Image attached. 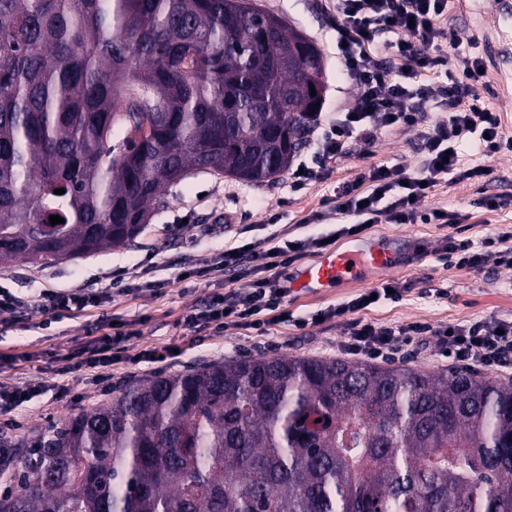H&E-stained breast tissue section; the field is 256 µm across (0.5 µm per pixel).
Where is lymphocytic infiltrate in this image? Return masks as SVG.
Returning <instances> with one entry per match:
<instances>
[{"label": "lymphocytic infiltrate", "instance_id": "obj_1", "mask_svg": "<svg viewBox=\"0 0 512 512\" xmlns=\"http://www.w3.org/2000/svg\"><path fill=\"white\" fill-rule=\"evenodd\" d=\"M447 9L448 0H336V34L343 43L338 59L355 95L347 110L329 120L318 137V168L308 167L295 174L294 183L299 186L316 179L319 170L327 169L343 154L352 136L370 142L380 129L417 126L424 121L428 105H435L447 111L448 118L433 131L422 134L423 158L415 172L374 165L361 176L369 184L367 192L358 191L353 184L337 191V213L352 220L345 232L356 235L372 224H442L448 228L444 248L457 267L479 269L485 260V249L493 247L511 265L512 247L507 241L512 237L508 234L486 238L477 249L462 238L457 215L438 208H421L422 200L444 176L472 179L486 175L483 166L460 169L457 143L472 142L478 153L488 157L498 153L503 142L496 114L481 102L478 64H471L462 77L451 78L438 90L419 82L424 73L439 72L448 66V55L442 48L449 39L442 24ZM330 244L329 238L317 237L288 241L281 246L263 241L245 249L226 250L217 263L192 269V276L208 278L242 267L246 270V281L231 292L212 294L203 307L187 311L181 317L182 325L193 331L235 328L266 333L271 325L280 323L284 314L288 290L281 280L282 270L307 250H321ZM135 288L133 277L123 271L113 276L107 289H48L31 302L0 290V314L11 315L28 306L53 321L74 318L112 294H127ZM375 295L394 301L401 297L400 291L390 292L381 287L375 294H362L322 314L326 320L353 315L346 342L351 353L384 358L429 333L430 327L425 323L397 327L356 319V312L370 306ZM86 335V343L58 357L57 375L122 362L133 332L121 322L97 321L87 324ZM441 343L457 361L494 368L512 351V324L503 326L493 320H480L454 326L442 335Z\"/></svg>", "mask_w": 512, "mask_h": 512}]
</instances>
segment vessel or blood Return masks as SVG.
<instances>
[{
	"label": "vessel or blood",
	"instance_id": "b4317fda",
	"mask_svg": "<svg viewBox=\"0 0 512 512\" xmlns=\"http://www.w3.org/2000/svg\"><path fill=\"white\" fill-rule=\"evenodd\" d=\"M401 265L400 254L380 238L360 236L354 243L336 245L298 267L291 273L287 288L293 293L315 295L326 288L367 281L374 271H392Z\"/></svg>",
	"mask_w": 512,
	"mask_h": 512
}]
</instances>
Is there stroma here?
<instances>
[{
    "label": "stroma",
    "mask_w": 512,
    "mask_h": 512,
    "mask_svg": "<svg viewBox=\"0 0 512 512\" xmlns=\"http://www.w3.org/2000/svg\"><path fill=\"white\" fill-rule=\"evenodd\" d=\"M259 7L282 16L320 48L328 91L323 118L343 111L353 89L343 75L336 54L334 0H257ZM512 15V0H448L443 24L455 39L448 47V68L461 75L465 63L479 62L483 77L480 93L486 108L496 113L500 129L512 136V39L504 37L497 18ZM420 129L378 132L372 144L352 139L346 154L330 165L328 177L295 187L290 173L253 185L214 173L197 172L171 184L166 204L153 210L147 224L128 246L63 260L33 264L17 260L0 265V289L29 297L45 289L100 288L115 271L137 269L147 280L158 281V293L140 291L114 295L110 304L91 307L80 317L61 319L41 328L40 312L22 309L11 326L0 324V383L23 386L42 382L43 390L27 407L0 411V433L21 438L67 416L89 412L111 402L126 386L157 373H182L200 364L246 356L280 354L322 359L352 360L345 343L348 322L334 318L299 329L294 321L327 310L390 283L402 288L401 300H383L358 311L360 319L401 326L426 323L434 336L414 341L395 355V364L427 371H445L455 362L445 354L436 334L451 325L481 318L512 322V267L491 256L483 267L469 271L450 265L441 250L448 233L439 224H374L369 234L409 241L403 269L372 275L370 283L327 288L314 297L289 295L287 322L272 326L266 335L242 329L193 332L180 323L182 314L203 305L225 289L222 278H185L189 264L202 263L224 250L275 238L296 240L336 232L345 219L331 200L336 187L357 182L374 164L402 166L414 171ZM460 166L482 165L489 176L469 180L443 179L424 199V209L441 208L459 215L463 236L474 244L488 236L512 231V151L492 157L460 146ZM497 196L500 208L483 206ZM138 325L140 334L130 342L131 353L157 349L165 361L115 365L111 369L84 368L57 376L52 356L64 354L85 341V326L101 316Z\"/></svg>",
    "instance_id": "1"
}]
</instances>
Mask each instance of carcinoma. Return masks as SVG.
Masks as SVG:
<instances>
[{"instance_id": "1", "label": "carcinoma", "mask_w": 512, "mask_h": 512, "mask_svg": "<svg viewBox=\"0 0 512 512\" xmlns=\"http://www.w3.org/2000/svg\"><path fill=\"white\" fill-rule=\"evenodd\" d=\"M324 76L256 0H0V262L126 246L196 171H286ZM0 512H512V380L290 355L156 374L0 437Z\"/></svg>"}]
</instances>
